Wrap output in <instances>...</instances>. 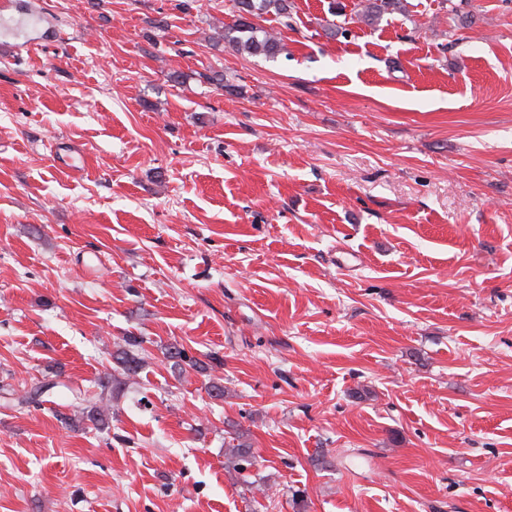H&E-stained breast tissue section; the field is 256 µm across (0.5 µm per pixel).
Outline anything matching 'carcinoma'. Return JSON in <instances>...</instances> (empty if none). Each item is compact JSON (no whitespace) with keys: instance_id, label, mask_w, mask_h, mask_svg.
Masks as SVG:
<instances>
[{"instance_id":"carcinoma-1","label":"carcinoma","mask_w":512,"mask_h":512,"mask_svg":"<svg viewBox=\"0 0 512 512\" xmlns=\"http://www.w3.org/2000/svg\"><path fill=\"white\" fill-rule=\"evenodd\" d=\"M230 2L229 11L233 20L217 31L218 38L239 53L276 59L284 51L281 38L263 28L258 20L271 13L281 18L284 26H289L291 0H230ZM406 6L407 0H360L356 17L361 22L372 25L387 14L406 11ZM124 343L125 347L118 351L116 362L124 373L135 374L142 367V359L138 357V352L144 350V339L138 336H127ZM163 356L181 372L190 369L205 375L211 369L209 363L189 354V351L176 344L165 347ZM59 376L60 373L56 370L52 375L45 376L43 381L26 393L22 402L41 407L43 396L58 385L56 378ZM96 386L100 392L89 395L84 391H78L74 394V401H76V407L80 408L82 420L91 423L97 429H103L108 425V408L104 393L111 389L112 378L109 376L100 378ZM226 455L228 467L237 473L244 471L245 466L251 464L252 451L243 443L231 446L227 449Z\"/></svg>"}]
</instances>
